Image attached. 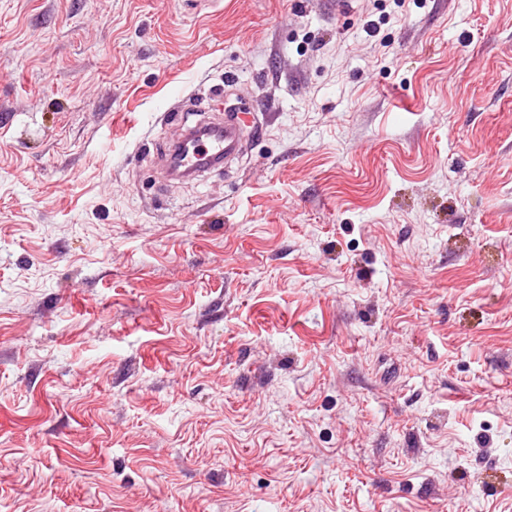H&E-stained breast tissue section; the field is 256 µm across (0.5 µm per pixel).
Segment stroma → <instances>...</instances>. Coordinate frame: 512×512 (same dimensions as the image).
<instances>
[{
  "instance_id": "1",
  "label": "stroma",
  "mask_w": 512,
  "mask_h": 512,
  "mask_svg": "<svg viewBox=\"0 0 512 512\" xmlns=\"http://www.w3.org/2000/svg\"><path fill=\"white\" fill-rule=\"evenodd\" d=\"M347 2L0 0V512H512V0ZM240 112L229 110L224 113V121L222 118L213 121L214 125L207 128L208 133L202 136L205 139L203 145L196 143L195 139L187 138L177 143L173 151L180 148L179 165L186 171H198L204 167L214 166L210 161L219 158L224 159L225 168L240 153L244 133L248 127Z\"/></svg>"
}]
</instances>
